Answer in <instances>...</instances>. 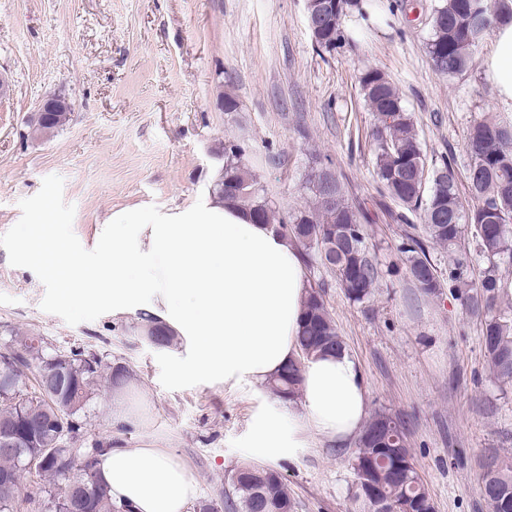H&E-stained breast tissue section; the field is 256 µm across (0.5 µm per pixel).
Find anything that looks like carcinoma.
I'll return each instance as SVG.
<instances>
[{"mask_svg": "<svg viewBox=\"0 0 512 512\" xmlns=\"http://www.w3.org/2000/svg\"><path fill=\"white\" fill-rule=\"evenodd\" d=\"M359 5L360 0H328L307 10L309 29L317 26L321 32L315 40L317 46L330 51L342 44L347 12ZM506 22H512V0H438L428 17L430 34L425 44L432 67L444 76L467 71L487 35ZM359 83L365 104L375 117L371 131L374 172L381 188L400 207L391 216L413 229L409 215L417 213L424 224L426 237L407 232L399 249L408 278L423 292L436 293L441 281L429 257L428 245H439L451 252L459 247L465 234L471 235L477 255L486 259L488 266L477 278L470 279L464 273V262L458 259L448 269V286L466 289L465 300L470 309L485 313L482 346L489 368L501 383L512 384V317L498 312V303L507 288L500 261L512 260V124L488 114L468 127L464 145L470 156V203L466 205L448 156L442 157L431 187H426V159L418 130L397 87L376 68L366 69ZM70 115L69 111L60 112L50 125L33 119L32 133L52 135L69 123ZM222 151L224 178L215 184V194L238 202L255 219L275 225L304 251L309 261L333 273L350 301L370 300L382 271L366 245L367 214L361 205L349 200L341 182L329 188L322 186L320 174L326 164L315 163L305 175L306 187L312 193L310 204L285 215L259 186L241 146L230 142ZM11 335L16 343L13 353H0V434L14 431L23 419L38 436L35 444L21 449L19 454L0 450V477L11 482L7 488L0 484V512H14L16 508V494L25 474L23 459H39L48 449L64 442L57 431L44 426L47 415L56 412L63 423L69 424L94 391L102 386H119L127 377L125 367L94 354L71 350L61 359L47 352L38 336L14 331ZM144 338L164 349L172 345L175 335L150 325ZM298 342L309 356L346 349L319 282L310 286L306 296ZM31 366L39 373L65 371L74 384L56 391V402L51 405L42 393L28 391L25 369ZM300 385L301 368L292 363L272 379L270 389L286 401L298 395ZM356 447L354 472L372 469L371 480L389 505L398 512H434L399 418L385 411L376 412L364 426ZM40 473L46 479L44 492L49 502L62 509L86 486L91 490L89 512L122 510L112 502L108 487L93 465L76 463L66 475L47 466ZM483 483V497L494 512H512V469L499 467V459L491 456L484 463ZM226 497L234 512H294L295 508L288 485L277 472L250 464L233 470Z\"/></svg>", "mask_w": 512, "mask_h": 512, "instance_id": "obj_1", "label": "carcinoma"}]
</instances>
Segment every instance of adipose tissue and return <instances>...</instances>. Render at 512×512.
<instances>
[{
    "mask_svg": "<svg viewBox=\"0 0 512 512\" xmlns=\"http://www.w3.org/2000/svg\"><path fill=\"white\" fill-rule=\"evenodd\" d=\"M486 73L512 107V24L499 28ZM92 259L66 252L62 288L113 315L142 312L187 343L193 370L250 386L300 362V413L261 414L250 446L264 460L295 459L305 435L345 445L368 415V390L347 354L299 359L296 338L309 279L297 246L228 199L205 197L143 217L113 212ZM113 500L129 512H187L198 485L186 465L152 445H113L97 464Z\"/></svg>",
    "mask_w": 512,
    "mask_h": 512,
    "instance_id": "ef3b65f1",
    "label": "adipose tissue"
}]
</instances>
